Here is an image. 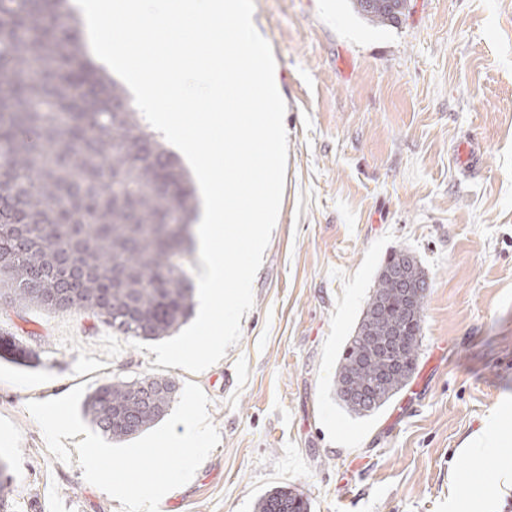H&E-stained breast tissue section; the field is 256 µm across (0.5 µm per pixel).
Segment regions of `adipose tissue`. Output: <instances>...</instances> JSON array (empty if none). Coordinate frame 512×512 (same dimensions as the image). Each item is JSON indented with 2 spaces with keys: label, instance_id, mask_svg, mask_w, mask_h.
<instances>
[{
  "label": "adipose tissue",
  "instance_id": "obj_1",
  "mask_svg": "<svg viewBox=\"0 0 512 512\" xmlns=\"http://www.w3.org/2000/svg\"><path fill=\"white\" fill-rule=\"evenodd\" d=\"M463 453L477 459L479 466L464 473H453L451 481L455 484L468 481L474 492L466 500L449 494L448 512H502L503 485L512 482V423L501 413H494L486 428L466 442ZM487 467L500 473L501 484L490 486L483 481L482 471Z\"/></svg>",
  "mask_w": 512,
  "mask_h": 512
}]
</instances>
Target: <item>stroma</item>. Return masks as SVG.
Wrapping results in <instances>:
<instances>
[{
	"instance_id": "35a3bbf8",
	"label": "stroma",
	"mask_w": 512,
	"mask_h": 512,
	"mask_svg": "<svg viewBox=\"0 0 512 512\" xmlns=\"http://www.w3.org/2000/svg\"><path fill=\"white\" fill-rule=\"evenodd\" d=\"M286 103L281 207L239 342L199 373L100 320L0 310L7 512H123L50 453L28 402L145 375L196 383L220 434L173 512H253L276 487L310 512H448L460 449L512 404V0H408L373 26L349 0H255ZM411 252L430 288L410 384L357 417L334 395L384 260ZM0 358L19 365H27L28 362L33 360L34 355L30 350L16 344L15 341L0 336Z\"/></svg>"
}]
</instances>
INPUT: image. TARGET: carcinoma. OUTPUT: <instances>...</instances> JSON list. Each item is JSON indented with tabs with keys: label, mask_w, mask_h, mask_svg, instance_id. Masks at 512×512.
<instances>
[{
	"label": "carcinoma",
	"mask_w": 512,
	"mask_h": 512,
	"mask_svg": "<svg viewBox=\"0 0 512 512\" xmlns=\"http://www.w3.org/2000/svg\"><path fill=\"white\" fill-rule=\"evenodd\" d=\"M373 26L399 23L407 0H351ZM127 91L83 51L71 0H0V287L8 307L35 306L104 318L131 339L176 332L192 315L185 260L158 241L159 225L178 238L199 215L191 177L174 153L124 105ZM426 281L407 252L395 251L357 328L385 334L396 315L402 272ZM428 288L403 323L405 371L370 360L350 336L334 393L348 412L379 411L409 384ZM0 358L19 365L34 355L0 337ZM163 376L96 388L84 403L89 422L116 442L162 420L177 395ZM302 494L279 487L254 512H309Z\"/></svg>",
	"instance_id": "cac0c4a2"
}]
</instances>
